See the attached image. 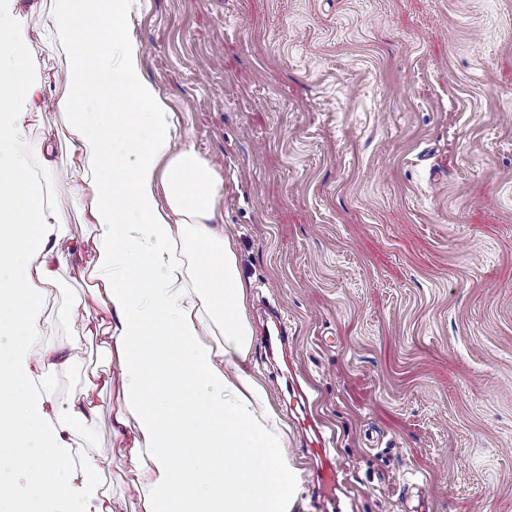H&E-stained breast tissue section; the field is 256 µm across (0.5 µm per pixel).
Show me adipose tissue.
Returning a JSON list of instances; mask_svg holds the SVG:
<instances>
[{
    "mask_svg": "<svg viewBox=\"0 0 512 512\" xmlns=\"http://www.w3.org/2000/svg\"><path fill=\"white\" fill-rule=\"evenodd\" d=\"M136 0H40L58 72V113L85 186L95 331L118 375L92 376L79 397L48 390L66 364L43 332L42 306L73 255L65 206L30 158L42 84L25 47L18 0H0V512H115L86 443L98 387L119 381L114 434L141 512H294L300 473L286 426L249 368L254 332L235 244L216 222L220 169L180 141L143 71L127 24ZM111 111L92 112V100ZM26 472L25 486L8 471Z\"/></svg>",
    "mask_w": 512,
    "mask_h": 512,
    "instance_id": "adipose-tissue-1",
    "label": "adipose tissue"
}]
</instances>
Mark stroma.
<instances>
[{
	"label": "stroma",
	"instance_id": "1",
	"mask_svg": "<svg viewBox=\"0 0 512 512\" xmlns=\"http://www.w3.org/2000/svg\"><path fill=\"white\" fill-rule=\"evenodd\" d=\"M132 28L180 132L223 165L217 221L302 471L296 512H512V0H143ZM29 135L54 145L32 165L81 242L58 114L35 113ZM89 288L62 273L43 309L70 356L46 373L62 398L110 365L67 316L95 314ZM98 404L94 459L139 512L114 392Z\"/></svg>",
	"mask_w": 512,
	"mask_h": 512
}]
</instances>
